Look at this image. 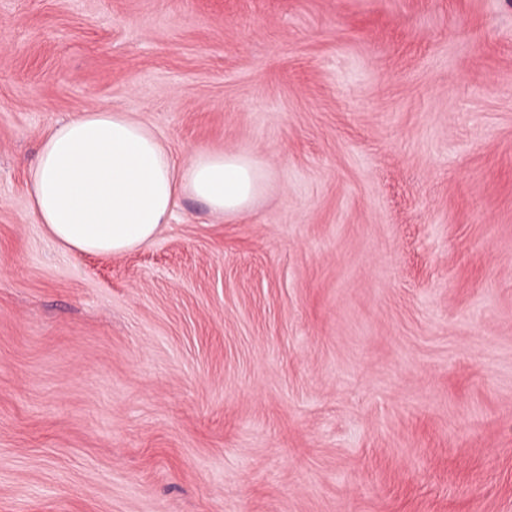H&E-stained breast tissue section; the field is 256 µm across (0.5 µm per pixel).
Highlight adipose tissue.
<instances>
[{
    "label": "adipose tissue",
    "instance_id": "adipose-tissue-1",
    "mask_svg": "<svg viewBox=\"0 0 512 512\" xmlns=\"http://www.w3.org/2000/svg\"><path fill=\"white\" fill-rule=\"evenodd\" d=\"M28 173L30 208L47 234L68 251L101 255L151 243L185 196L237 216L270 178L234 152L198 149L176 163L152 127L106 107L53 125Z\"/></svg>",
    "mask_w": 512,
    "mask_h": 512
}]
</instances>
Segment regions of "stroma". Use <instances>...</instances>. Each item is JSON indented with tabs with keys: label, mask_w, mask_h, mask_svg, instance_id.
<instances>
[{
	"label": "stroma",
	"mask_w": 512,
	"mask_h": 512,
	"mask_svg": "<svg viewBox=\"0 0 512 512\" xmlns=\"http://www.w3.org/2000/svg\"><path fill=\"white\" fill-rule=\"evenodd\" d=\"M104 106L267 192L63 249ZM0 512H512V0H0Z\"/></svg>",
	"instance_id": "35a3bbf8"
}]
</instances>
